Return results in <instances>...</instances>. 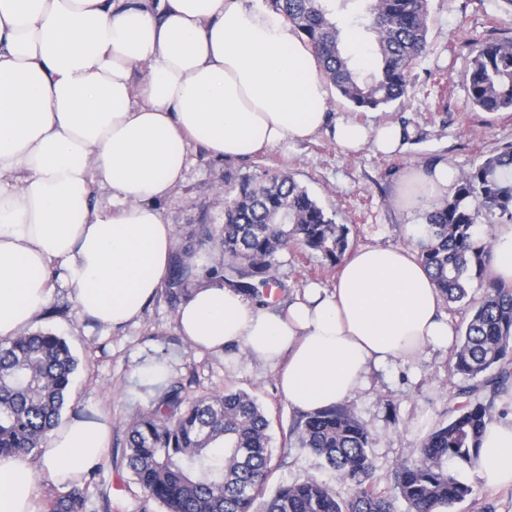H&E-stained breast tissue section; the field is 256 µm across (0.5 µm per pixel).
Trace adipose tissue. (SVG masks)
Listing matches in <instances>:
<instances>
[{
    "mask_svg": "<svg viewBox=\"0 0 512 512\" xmlns=\"http://www.w3.org/2000/svg\"><path fill=\"white\" fill-rule=\"evenodd\" d=\"M328 90L304 35L262 0H0V340L35 324L56 267L81 315L115 329L139 315L168 278L160 203L191 146L241 160L329 127L349 152L398 149L399 125L330 121ZM457 177L413 170L404 207ZM442 304L416 251L369 246L332 291L307 286L282 308L195 279L176 323L196 351L273 369L306 414L353 397L371 368L449 343ZM111 432L108 414L72 416L37 456L0 457V512H43L36 474L63 485L96 468ZM474 470L512 485V421L488 422Z\"/></svg>",
    "mask_w": 512,
    "mask_h": 512,
    "instance_id": "1",
    "label": "adipose tissue"
}]
</instances>
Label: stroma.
<instances>
[{
    "label": "stroma",
    "instance_id": "obj_1",
    "mask_svg": "<svg viewBox=\"0 0 512 512\" xmlns=\"http://www.w3.org/2000/svg\"><path fill=\"white\" fill-rule=\"evenodd\" d=\"M428 12L429 50L410 71L405 98L373 112H357L337 92L329 94L331 119L401 125L405 138L396 152L368 146L350 154L325 131L288 151L275 149L234 162L191 147L186 180L162 205L176 233V250H196L202 266L217 261V244L203 247L198 238L202 224L216 237L224 232V207L216 201L217 192H232L240 178H258L272 170L288 173L338 223L347 225L351 249L417 247L425 209L409 210L400 203L412 170L444 161L464 171L512 143V112L491 116L471 109L464 79L483 41L512 36V6L505 0H428ZM338 274L321 257L288 247L278 258L276 298L284 300L289 289L310 283L334 288ZM53 282V296L34 329L66 339L78 360L63 414L94 415L103 409L112 416L109 456L89 488L94 512H163L134 483L123 458L127 427L147 407L162 378L180 382L190 399L229 390L256 396L271 421V486L313 478L340 496L351 494L350 485L318 457L285 446L284 438L300 414L280 394L274 373L255 362L191 349L177 329L178 300L158 293L133 322L115 330L78 314L61 269H54ZM453 352L450 346L431 347L415 362L398 360L372 370L367 388L348 402V409L372 433L369 455L378 492L392 494L397 463L416 457L427 435L452 417L455 393L464 383L453 370ZM459 476L474 493L453 512H512V486L487 487L468 468Z\"/></svg>",
    "mask_w": 512,
    "mask_h": 512
}]
</instances>
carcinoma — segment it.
Returning <instances> with one entry per match:
<instances>
[{"label":"carcinoma","mask_w":512,"mask_h":512,"mask_svg":"<svg viewBox=\"0 0 512 512\" xmlns=\"http://www.w3.org/2000/svg\"><path fill=\"white\" fill-rule=\"evenodd\" d=\"M312 47L320 71L338 94L360 112L403 98L407 77L428 47L427 0H270ZM354 15L377 51V63L355 69L341 50L339 17ZM469 106L482 112H512V38L483 43L465 74ZM512 221V144L475 163L456 180L452 197L426 212L418 259L442 297L461 302L470 282L484 281L456 345L455 371L475 384L459 389L458 414L422 442L418 458L402 460L394 493L370 481L367 424L345 406L304 415L290 443L321 458L353 485L343 498L307 478L267 491L272 470L270 422L257 399L242 391L187 401L176 383L158 387L145 411L127 429L124 459L133 481L164 512H451L473 494L459 467H473L494 402L512 386V285L484 278L492 243L474 226L483 216ZM285 219L279 224L277 220ZM349 229L336 222L306 189L279 172L246 177L224 199L222 262L204 270L256 298L276 282L277 256L297 245L333 267L349 249ZM198 264L174 255L166 282L170 296L188 291ZM77 367L65 339L52 333L0 342V456L35 455L62 415ZM95 471L81 473L68 491L51 498L47 512H91L87 489Z\"/></svg>","instance_id":"cac0c4a2"}]
</instances>
